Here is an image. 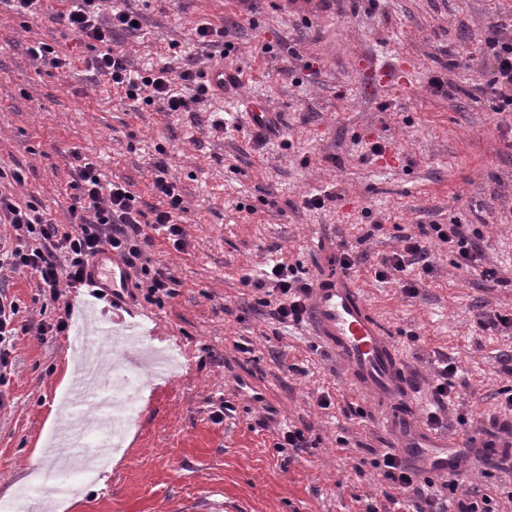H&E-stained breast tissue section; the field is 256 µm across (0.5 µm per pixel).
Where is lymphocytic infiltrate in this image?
I'll use <instances>...</instances> for the list:
<instances>
[{"label": "lymphocytic infiltrate", "mask_w": 512, "mask_h": 512, "mask_svg": "<svg viewBox=\"0 0 512 512\" xmlns=\"http://www.w3.org/2000/svg\"><path fill=\"white\" fill-rule=\"evenodd\" d=\"M66 8L59 14L68 29L82 41L98 43L99 53L92 66L123 89L131 101L151 105L162 103L165 111L186 112L195 103L196 74L192 69L172 72L163 67L141 76H133L130 62L123 51L114 49L112 35L129 31L136 14L121 5L120 0H65ZM154 187L168 200L165 209L145 213L141 198L129 183L103 182L93 163L81 165L73 183L74 202L68 223L59 224L36 200L19 201L13 194L0 191V223L9 224L16 235L9 243L0 242V267L25 268L35 274L43 297L59 302L66 291L85 287L87 268L99 254H118L125 265L147 280L148 294L156 301L173 298L176 282L165 268L153 265L147 251L156 239L184 247L186 232L182 215L186 211L177 185L168 176L164 158L152 161ZM448 245L457 256V265L466 271L477 270L484 254L468 225H433L402 238L400 246L381 258L374 271L376 280L396 281L401 292L417 297L425 275L431 274L428 237ZM419 268L417 277H409L412 268ZM265 296L276 298L270 316L278 323L304 321L311 285L296 268L275 264L267 274ZM392 490L385 499L391 512H497L496 495L489 492L480 498L463 493L462 472H452L448 483L433 492H426L417 469L409 467L396 453L385 452L374 459Z\"/></svg>", "instance_id": "1"}]
</instances>
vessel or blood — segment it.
I'll return each mask as SVG.
<instances>
[{"mask_svg":"<svg viewBox=\"0 0 512 512\" xmlns=\"http://www.w3.org/2000/svg\"><path fill=\"white\" fill-rule=\"evenodd\" d=\"M359 65L373 73L379 86L404 82L398 66L381 65L367 58L361 59ZM90 273L97 288L111 289L116 297L128 284L125 265L111 260L106 253L99 255ZM309 311L314 336L336 355L360 391L388 404L407 401L406 376L388 330L348 276L337 267L333 252L321 253L320 270L309 297ZM112 334L131 342L141 336L142 325L128 321L116 309L112 312ZM406 446L421 459L430 475L444 476L449 469L462 465L461 459L450 452V439L439 434L418 433Z\"/></svg>","mask_w":512,"mask_h":512,"instance_id":"b4317fda","label":"vessel or blood"}]
</instances>
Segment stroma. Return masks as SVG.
Here are the masks:
<instances>
[{
    "label": "stroma",
    "instance_id": "stroma-1",
    "mask_svg": "<svg viewBox=\"0 0 512 512\" xmlns=\"http://www.w3.org/2000/svg\"><path fill=\"white\" fill-rule=\"evenodd\" d=\"M140 30L112 46L133 68L238 72V87L200 89L191 112L134 106L88 66L95 50L59 19L60 0L36 18L0 5V165L21 169L15 197L41 201L66 223L80 158L98 161L149 206L160 197L151 161L165 152L188 210L186 245L156 240L151 258L180 282L164 303L131 276L124 303L144 317L145 337L112 359L140 386L136 416L110 456L104 488L76 484L55 495L28 481L58 469L35 456L54 438L55 400L72 339L40 336L47 306L30 272L0 269V292L17 302L9 381L0 397V492L24 496L25 512H179L204 498L229 512H364L388 483L372 460L423 430L431 364L457 366L458 400L444 416L459 447H480L512 425L498 392L512 387L499 359L512 333L494 313H512V117L496 113L485 42L494 28L512 35V0H129ZM224 28L206 49L195 29ZM52 45L65 66L32 61L33 42ZM410 72L407 86L375 87L360 59ZM272 113L266 142L254 141L247 114ZM228 116L226 129L212 126ZM381 156H374V146ZM332 193L319 210L305 195ZM468 224L480 234L482 272L456 266L432 244L434 273L418 297L377 281L381 257L419 225ZM352 247L359 285L398 346L415 410L384 407L350 386L345 368L309 325L282 327L259 303L261 273L279 260L315 279L316 245ZM247 340L249 352L234 349ZM329 392L332 404L318 398ZM234 410L223 424L218 399ZM306 425L309 449L277 447L285 423ZM470 492L512 489V452L464 455Z\"/></svg>",
    "mask_w": 512,
    "mask_h": 512
}]
</instances>
